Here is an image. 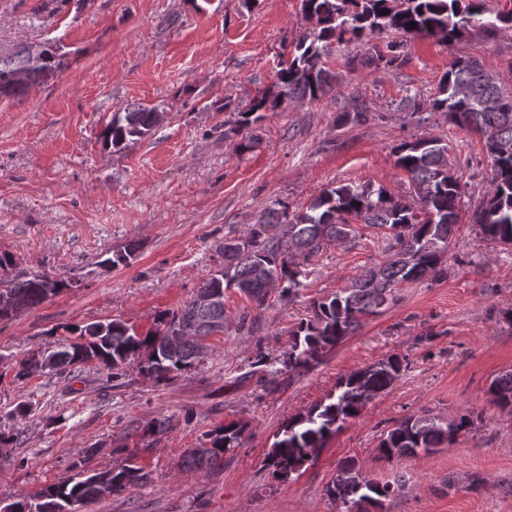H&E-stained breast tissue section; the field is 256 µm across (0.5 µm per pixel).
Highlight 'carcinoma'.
I'll return each mask as SVG.
<instances>
[{"label": "carcinoma", "instance_id": "carcinoma-1", "mask_svg": "<svg viewBox=\"0 0 512 512\" xmlns=\"http://www.w3.org/2000/svg\"><path fill=\"white\" fill-rule=\"evenodd\" d=\"M306 18L316 21L313 31L303 34L289 58L280 62L273 90L255 98L239 112L241 118L229 133L238 135L261 119L259 113L275 110L282 97L318 100L332 91L323 59L334 44L359 43L365 37L397 31L414 38L427 36L443 42L460 43L468 31H493L496 23L511 25L512 9L484 20L482 0H301ZM416 23L410 27V23ZM385 55L372 47L376 60L401 66L407 56L387 46ZM58 63L33 62L28 46L0 53V95L16 96L30 85L55 75ZM489 70L462 54L454 57L440 80L437 96L430 102L433 112L448 115V121L479 132L491 165L490 191L473 212L482 239L506 249L512 247V93L499 80L487 79ZM162 120L155 108L138 107L115 112L102 136L117 148L151 133ZM448 145L439 137L405 140L395 148V164L410 176L411 198L396 197L384 187L353 183L321 190L301 212L289 211L288 203L277 201L255 224L224 238V262L199 289L235 288L259 310L267 309L269 270L281 282L280 298L295 295L308 272L296 268L291 255L308 259L325 247L347 242L358 234L353 223L393 231L379 263L364 267L352 287L311 304L308 317L290 332L291 341L283 354L288 371L301 374L319 363L359 326V319L373 315L397 301V289L405 283L435 278L443 271L448 247L457 229L458 208L463 189L447 164ZM14 260L0 253V293H8L31 310L58 296L70 284L48 274L12 273ZM197 326L195 335L177 344L167 338V326L175 321ZM224 321V303L201 308L190 300L182 307L161 314L156 327L137 333L127 322L112 318L89 323L74 330L76 337L57 346L47 356L33 352L16 361L14 379L26 381L40 372L70 373L90 361L106 370L114 381L123 369L137 364L140 374L156 384L166 383L191 370L197 350ZM403 360L396 355L351 371L336 382V392L325 401L297 413L276 432L265 466L274 478L286 481L298 474L327 439L344 423L361 415L368 396L387 392L400 376ZM487 394L497 407L512 410V370L493 379ZM482 416L464 412L445 421L426 415H409L381 439V457L414 456L452 445L451 435L469 433ZM246 425L230 423L207 434L208 445L184 451L187 470L214 469L224 452L240 444ZM148 474L127 458L111 469L88 477L75 474L71 480L43 488L32 498L5 505L9 512H60L72 503L90 504L103 495L121 494L146 481ZM358 473L346 462L327 495L353 506L364 499L356 484Z\"/></svg>", "mask_w": 512, "mask_h": 512}]
</instances>
